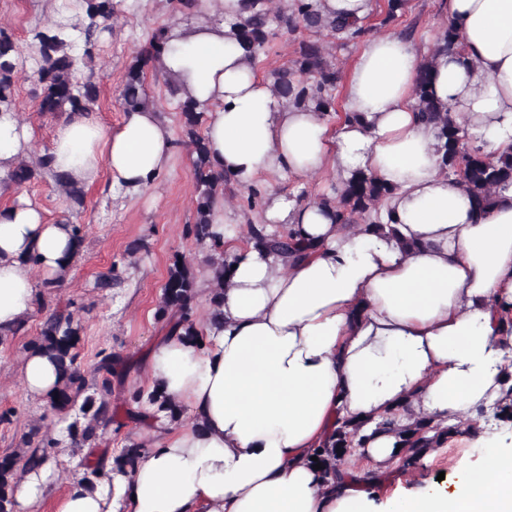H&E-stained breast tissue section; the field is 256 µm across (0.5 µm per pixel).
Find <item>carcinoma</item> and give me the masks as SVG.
<instances>
[{"mask_svg":"<svg viewBox=\"0 0 512 512\" xmlns=\"http://www.w3.org/2000/svg\"><path fill=\"white\" fill-rule=\"evenodd\" d=\"M117 8L116 0H85L88 23L76 28V33L61 36L50 31L35 34L37 66L32 77L41 87L39 111L42 113L66 114L92 111L99 90L84 71L91 67L99 32L109 26ZM170 25L155 29L141 54L139 64L132 67L120 91L124 111L153 105L141 78V67L157 58L165 49ZM306 30L313 33L326 31L343 40H354L365 34L364 26H351L346 22L324 18L314 11L309 0H290L287 6L275 9L272 0H240V13L234 24V38L247 46L254 59L264 53L265 47L277 32ZM18 48L12 36L0 29V111H15L14 86L20 78L17 68ZM341 80L336 66L329 62L325 50L316 41L303 40L299 44L298 56L290 67L275 69L270 73L273 90L289 105L307 107L328 115L334 111L333 91ZM429 71L422 65L415 86V105L421 117L432 121L438 128L440 141L441 170L456 177L470 194L477 209L482 210L496 200L500 190L512 186V152L494 157L481 148L470 144L467 129L454 113L444 112L431 97L428 90ZM181 119L187 142L192 148L193 178L195 182L194 223L187 226V234L197 244L216 247V234L212 230V216L216 206L224 201L227 181L224 173L213 166L203 134L199 127L205 121L207 108L190 99L178 100ZM44 173H51L57 184L77 205L84 203L83 188L65 181L52 173L49 156L44 154L34 164L19 163L6 175V182L21 188ZM393 192V187L371 173L358 171L340 187L334 195L322 196L316 204L334 210L336 223L344 226L365 224L378 230L384 225L378 219L382 202ZM247 241L260 244L270 250L288 254L300 251V246L291 237L266 233L263 224L248 227ZM196 275L193 268L181 259L169 267L162 288L158 318L165 327L183 330L185 336L199 335L194 318L189 314L194 300ZM79 326L69 313L55 312L43 323L39 336L31 348L51 358L59 372L60 385L55 396L48 401L51 410L66 413L79 407L82 419L73 421L68 427L69 438L79 444L91 442L98 437V430L112 420V409L108 396L112 394L109 376L114 374V360L108 354L100 359L93 369L96 374L105 373L101 381L99 396H83L87 386L86 375L77 363L76 352ZM436 435L429 438L427 433ZM449 431L436 430L431 422L420 420L406 429L403 448L417 455L428 448L440 445L442 435ZM60 442L53 439L39 441L30 437L18 452L0 458V512H13L17 470L39 469L47 460V449L57 447ZM364 447L359 428L344 423L336 429L332 444L334 457L340 460L355 448ZM106 456H101L85 477L88 487L95 490L110 482Z\"/></svg>","mask_w":512,"mask_h":512,"instance_id":"cac0c4a2","label":"carcinoma"}]
</instances>
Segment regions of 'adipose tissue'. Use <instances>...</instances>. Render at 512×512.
Segmentation results:
<instances>
[{"instance_id":"obj_1","label":"adipose tissue","mask_w":512,"mask_h":512,"mask_svg":"<svg viewBox=\"0 0 512 512\" xmlns=\"http://www.w3.org/2000/svg\"><path fill=\"white\" fill-rule=\"evenodd\" d=\"M238 0L224 21L174 29L159 67L183 96L204 104V135L216 168L247 187L265 173L345 181L362 170L394 186L374 235L336 224L332 209L269 195L268 227L305 245L283 255L243 243L216 208L213 230L228 266L195 288L207 304L199 336H161L153 345L147 394L188 413L172 426L146 405L159 435L131 466L111 471V491H90L80 470L65 477L57 512H375L348 466L339 480L314 467L338 421L359 425L376 473L397 455L395 431L377 429L401 409L464 422L512 400V188L477 211L440 168L437 128L421 119L414 89L423 55L393 35L374 38L344 85L348 120L330 129L320 113L293 108L254 74L250 51L232 34ZM464 52H433L429 88L481 135L480 147L512 151V0H446ZM173 140L154 109L125 113L117 130L75 114L59 123L52 169L79 185L107 171L137 193L168 168ZM32 151L18 113H0V177ZM76 242L23 201L0 209V336L35 308L36 276L63 274ZM31 399L55 392V363L28 352L19 370ZM387 512H512V449L496 450L451 485L386 502Z\"/></svg>"}]
</instances>
